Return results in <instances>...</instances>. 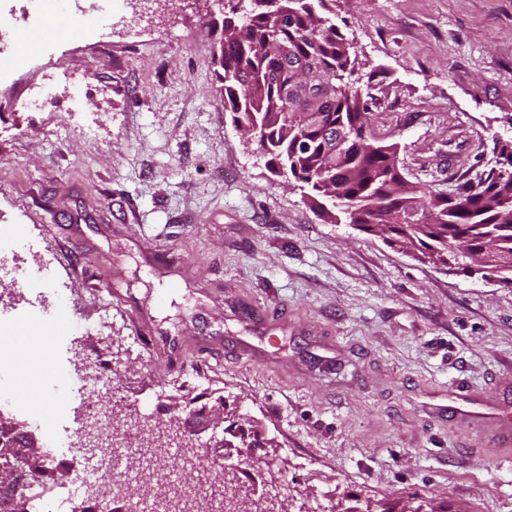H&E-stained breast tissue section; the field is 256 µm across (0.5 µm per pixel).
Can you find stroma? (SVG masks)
I'll use <instances>...</instances> for the list:
<instances>
[{
  "label": "stroma",
  "instance_id": "stroma-1",
  "mask_svg": "<svg viewBox=\"0 0 512 512\" xmlns=\"http://www.w3.org/2000/svg\"><path fill=\"white\" fill-rule=\"evenodd\" d=\"M373 78L371 130L402 173L448 189L512 139V0H334ZM0 40V314L37 439L112 410L127 458L139 422L224 398L261 447L189 428L193 469L220 454L277 512H512V463L456 410L512 415V284L399 251L308 205L225 112L213 51L250 0H112L111 23L56 14L34 38L12 0ZM69 322L57 346L53 320ZM104 397H50L47 364Z\"/></svg>",
  "mask_w": 512,
  "mask_h": 512
}]
</instances>
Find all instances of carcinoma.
Segmentation results:
<instances>
[{
    "instance_id": "1",
    "label": "carcinoma",
    "mask_w": 512,
    "mask_h": 512,
    "mask_svg": "<svg viewBox=\"0 0 512 512\" xmlns=\"http://www.w3.org/2000/svg\"><path fill=\"white\" fill-rule=\"evenodd\" d=\"M331 0H251L243 22L224 18L217 61L221 96L233 123L258 128L255 141L271 170L308 187L309 205L337 214L398 247L467 270L470 257L450 252L461 238L470 248L493 234L512 260V146L475 180L434 190L406 179L397 144H384L369 126L371 83L355 78V46L328 16ZM323 79L317 118L307 98L291 93L296 70ZM336 187L327 195L325 184Z\"/></svg>"
}]
</instances>
